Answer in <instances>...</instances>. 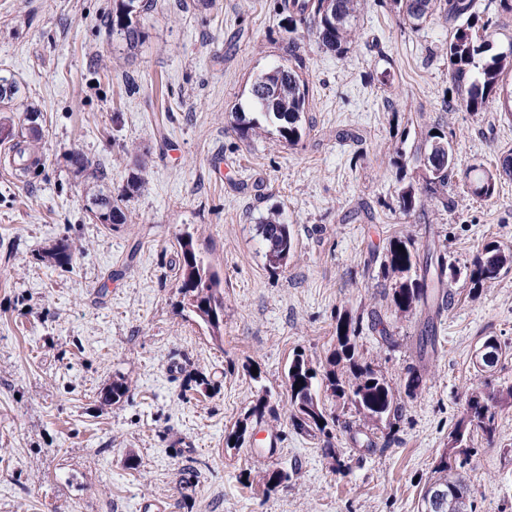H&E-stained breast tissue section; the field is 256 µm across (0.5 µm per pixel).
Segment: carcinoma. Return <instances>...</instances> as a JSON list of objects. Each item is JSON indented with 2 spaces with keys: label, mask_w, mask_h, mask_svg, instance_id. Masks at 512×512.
<instances>
[{
  "label": "carcinoma",
  "mask_w": 512,
  "mask_h": 512,
  "mask_svg": "<svg viewBox=\"0 0 512 512\" xmlns=\"http://www.w3.org/2000/svg\"><path fill=\"white\" fill-rule=\"evenodd\" d=\"M406 15L411 28H418L434 13L441 14L450 25L448 35V76L458 94L457 106L467 112H485L493 102L504 116L512 118V49L507 53L487 56L493 36L492 18L486 16L492 4L503 13H512V0H488L480 7L478 0H395ZM155 0H117L109 18L112 40L132 52L143 46ZM361 0H276L275 8L286 15L288 63L279 64L258 74L250 88L248 109L236 117L242 136L256 135L270 125L291 144L301 141L303 117L308 111L309 90L301 72L305 59L301 46L293 38L299 30L313 37L318 48L342 54L357 42L355 24ZM24 97L20 81L12 74H0V142L8 144L10 167L25 174L42 164L36 143L40 130L32 113L22 111ZM422 162V181L402 186L398 193L400 210L406 216L423 211L424 200L430 199L448 208L452 201L444 197L455 165L451 139L446 132H429L418 147ZM512 180V148L500 151L493 171L482 173L475 182L474 195L490 199L498 182ZM85 210L98 224H126L132 220L128 211L112 200V195L98 188L90 189ZM265 256L270 265L287 264L293 249V236L282 214L272 211L258 224ZM181 270L178 293L180 308L201 320L221 336L224 327V286L217 271L204 262L190 234L177 237ZM78 249L72 240L60 239L46 252V258L60 268L73 266ZM512 265V250L495 243L485 244L473 262L471 281L482 286L499 278L501 271ZM382 273L399 278L392 292L395 308L403 313L417 307L429 309L439 300L444 288L447 266L433 262V255H419L411 241L394 238L386 247L381 262ZM357 318L349 312L336 319V347L326 357L323 381L332 400L352 405L367 422L378 423L398 413L400 393L371 366L361 362L356 351ZM342 366L344 372L337 373ZM290 406L289 419L294 428L310 436L330 438L331 424L336 419L327 412L318 393V371L304 355L296 354L288 362L285 373ZM131 392L128 380L119 376L112 380L104 401L118 403ZM512 408V386L497 391H476L466 401L461 416L449 434L448 448L425 484L423 512H456L451 502L464 505V512H474L470 486L459 473L470 456L471 436L482 433L491 441L497 431L499 412ZM274 415L265 398L257 399L245 416L237 422L227 441L241 445L253 426ZM452 492V501L440 506L432 501L439 489Z\"/></svg>",
  "instance_id": "1"
}]
</instances>
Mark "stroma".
I'll list each match as a JSON object with an SVG mask.
<instances>
[{
    "mask_svg": "<svg viewBox=\"0 0 512 512\" xmlns=\"http://www.w3.org/2000/svg\"><path fill=\"white\" fill-rule=\"evenodd\" d=\"M113 3L0 0V70L36 109L43 154L24 177L0 161V512H139L154 500L167 512H421L468 394L512 385V357L483 375L473 367L484 337L512 345V268L479 289L469 278L485 243L512 249V181L486 200L454 178L453 207L420 217L400 212L397 192L417 181L432 128L452 133L458 170H492L512 120L452 108L441 15L414 29L393 0H366L344 54L300 39L301 141L273 128L244 138L236 105L285 57L275 0H156L133 55L112 45ZM73 151L91 171L73 174ZM136 176L142 189L122 196ZM240 180L247 192L234 190ZM99 181L131 223L88 218L85 192ZM273 210L294 237L278 268L256 231ZM184 232L224 281L219 343L177 304ZM65 236L84 247L70 270L44 257ZM395 237L435 244L451 272L430 358L419 354L424 314L395 310V280L380 270ZM344 311L360 318L363 363L395 389L411 367L423 383L377 425L330 405L329 458L326 441L291 426L285 371L298 352L324 364ZM118 374L133 389L104 402ZM262 396L275 426L228 447ZM470 445L475 512H512V409L493 441ZM272 470L288 475L275 488Z\"/></svg>",
    "mask_w": 512,
    "mask_h": 512,
    "instance_id": "1",
    "label": "stroma"
}]
</instances>
